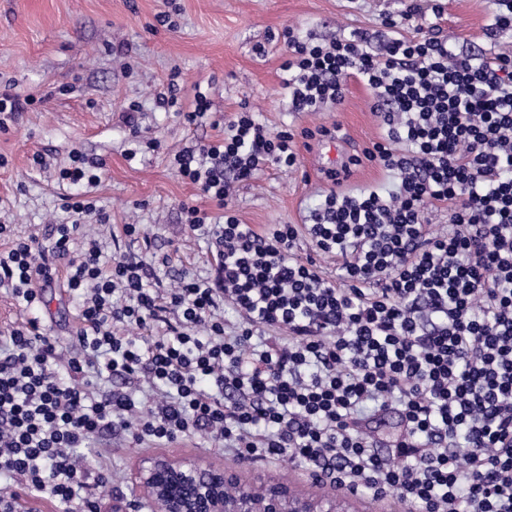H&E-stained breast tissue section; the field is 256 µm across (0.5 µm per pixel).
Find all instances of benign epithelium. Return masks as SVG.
I'll return each instance as SVG.
<instances>
[{
    "instance_id": "benign-epithelium-1",
    "label": "benign epithelium",
    "mask_w": 512,
    "mask_h": 512,
    "mask_svg": "<svg viewBox=\"0 0 512 512\" xmlns=\"http://www.w3.org/2000/svg\"><path fill=\"white\" fill-rule=\"evenodd\" d=\"M132 499H112V512H353L349 499L319 477L318 495L298 492L290 483L255 474L247 479L233 467L215 465L194 456L156 455L141 460L130 475ZM236 484L241 492L224 496V487Z\"/></svg>"
}]
</instances>
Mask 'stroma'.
<instances>
[{
  "label": "stroma",
  "instance_id": "obj_1",
  "mask_svg": "<svg viewBox=\"0 0 512 512\" xmlns=\"http://www.w3.org/2000/svg\"><path fill=\"white\" fill-rule=\"evenodd\" d=\"M408 0H0V82H12L14 93L34 102L0 132V222L19 237L44 233L65 221L60 197L74 188L58 179L74 153L96 154L106 161L97 188L89 196L110 216L106 226L90 233L105 253L154 261L155 275L170 284L181 273L207 276L212 261L208 242L181 216L182 205H195L212 216L223 211L181 179L174 157L199 141H216L223 128L218 118H232L249 104L270 134L297 133L300 162L286 168L263 166L255 178L237 182L228 209L255 230L272 224H301L328 193L325 169L344 155L371 148L382 136L371 112V93L359 81H348L340 106L316 112L293 111L281 83L282 33L293 28L302 39L328 43L354 29H379L384 16L402 11ZM421 12L404 27L413 39L440 26L457 49L480 53L490 44L512 51V29L496 42L485 32L488 0H443L435 18L432 0H416ZM182 91L175 107L156 106L155 97L170 80ZM207 86L210 109L194 124L182 115L193 108L189 90ZM139 103L143 143L134 146L123 110ZM341 126L345 139L306 141L301 132ZM157 139L159 150L147 148ZM45 166H36L34 154ZM139 225L140 235L126 237L122 227ZM171 254L170 264L159 256ZM77 301L63 286L42 291V302L26 308L0 289V331L33 317L53 334L63 354L77 351ZM109 451L111 480L102 512L111 499L128 495L129 473L139 460L163 452L193 455L245 473H261L312 493L310 470L288 457L242 462L215 447L205 434L180 438L162 447H147L121 436L94 438Z\"/></svg>",
  "mask_w": 512,
  "mask_h": 512
}]
</instances>
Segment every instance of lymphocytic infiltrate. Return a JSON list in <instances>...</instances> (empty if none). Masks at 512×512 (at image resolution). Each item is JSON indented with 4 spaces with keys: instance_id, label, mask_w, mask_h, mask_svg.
<instances>
[{
    "instance_id": "obj_1",
    "label": "lymphocytic infiltrate",
    "mask_w": 512,
    "mask_h": 512,
    "mask_svg": "<svg viewBox=\"0 0 512 512\" xmlns=\"http://www.w3.org/2000/svg\"><path fill=\"white\" fill-rule=\"evenodd\" d=\"M415 13L382 20L379 53L366 30L327 44L283 34L294 111L341 104L356 77L382 121L380 140L326 179L368 160L393 173L391 191L331 192L308 223L253 230L226 210L232 180L295 166L298 151L293 133L270 135L244 108L221 140L175 158L224 211L216 222L181 208L212 240L207 278L166 288L150 264L104 253L83 227L109 217L84 194L65 197L71 222L44 235L0 224V287L31 308L65 266L79 320L67 358L35 319L0 338V512H23L27 496L101 512L109 468L76 450L111 427L138 444L202 431L242 459L286 455L336 489L415 512H512V55L401 36ZM437 203L448 206L442 232L425 224ZM303 236L338 261L341 284L297 255ZM100 377L123 386L98 388ZM392 398L404 431L382 453L362 412Z\"/></svg>"
}]
</instances>
